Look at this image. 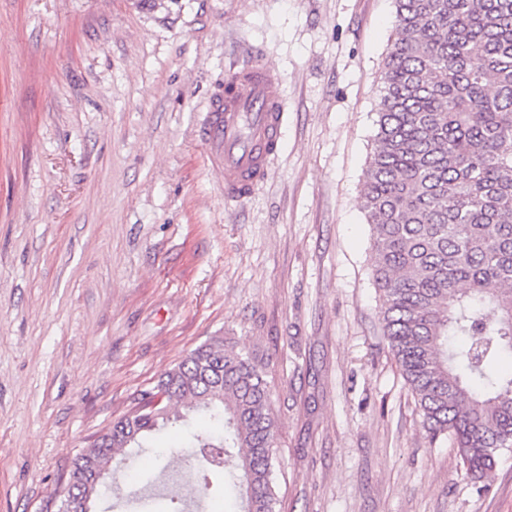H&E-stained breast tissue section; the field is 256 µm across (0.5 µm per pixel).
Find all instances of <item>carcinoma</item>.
Segmentation results:
<instances>
[{"label":"carcinoma","instance_id":"obj_1","mask_svg":"<svg viewBox=\"0 0 512 512\" xmlns=\"http://www.w3.org/2000/svg\"><path fill=\"white\" fill-rule=\"evenodd\" d=\"M383 60L376 148L360 208L376 254L383 337L430 441L449 439L483 480L512 453V0H395ZM75 456L66 483L119 464L129 447L191 413L219 425L188 434L218 448L243 487V512H276V421L253 357L212 336L144 391Z\"/></svg>","mask_w":512,"mask_h":512}]
</instances>
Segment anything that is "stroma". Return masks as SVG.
I'll return each instance as SVG.
<instances>
[{"mask_svg":"<svg viewBox=\"0 0 512 512\" xmlns=\"http://www.w3.org/2000/svg\"><path fill=\"white\" fill-rule=\"evenodd\" d=\"M394 0H0V512H58L75 456L208 337L263 367L277 512H512L430 443L382 336L359 208ZM267 64L281 151L241 200L201 137L224 75ZM188 426L132 449L94 512H240Z\"/></svg>","mask_w":512,"mask_h":512,"instance_id":"1","label":"stroma"}]
</instances>
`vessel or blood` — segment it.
<instances>
[{
	"label": "vessel or blood",
	"mask_w": 512,
	"mask_h": 512,
	"mask_svg": "<svg viewBox=\"0 0 512 512\" xmlns=\"http://www.w3.org/2000/svg\"><path fill=\"white\" fill-rule=\"evenodd\" d=\"M208 113L202 133L210 164L224 176L226 197H244L264 179L279 149L286 113L280 86L265 65L244 66L225 76Z\"/></svg>",
	"instance_id": "1"
}]
</instances>
